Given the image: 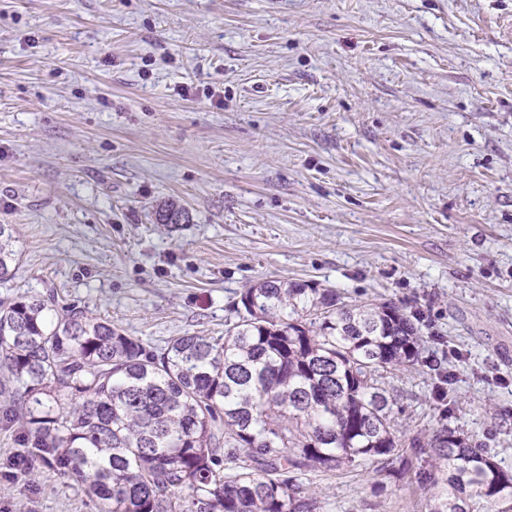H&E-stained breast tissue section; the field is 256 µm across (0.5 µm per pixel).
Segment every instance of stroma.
I'll use <instances>...</instances> for the list:
<instances>
[{
    "instance_id": "35a3bbf8",
    "label": "stroma",
    "mask_w": 512,
    "mask_h": 512,
    "mask_svg": "<svg viewBox=\"0 0 512 512\" xmlns=\"http://www.w3.org/2000/svg\"><path fill=\"white\" fill-rule=\"evenodd\" d=\"M188 209L160 224L157 206ZM0 298L50 291L158 349L245 288L313 281L420 311L400 440L444 422L512 469V0H0ZM0 420V512H97ZM318 512H428L378 468ZM12 225L0 224V281L6 282L13 277L19 255L14 245Z\"/></svg>"
}]
</instances>
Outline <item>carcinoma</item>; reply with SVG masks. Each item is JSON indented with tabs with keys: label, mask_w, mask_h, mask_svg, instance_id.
Returning <instances> with one entry per match:
<instances>
[{
	"label": "carcinoma",
	"mask_w": 512,
	"mask_h": 512,
	"mask_svg": "<svg viewBox=\"0 0 512 512\" xmlns=\"http://www.w3.org/2000/svg\"><path fill=\"white\" fill-rule=\"evenodd\" d=\"M159 224H184L174 202ZM0 224V281L18 264ZM224 336L186 334L151 350L51 293L0 299V394L29 430L30 456L83 487L97 512H316L308 471L378 462L426 484L429 512H492L512 470L442 425L429 469L399 443L388 374L419 364L421 314L361 305L320 284L259 281ZM437 398L450 409L451 371Z\"/></svg>",
	"instance_id": "obj_1"
}]
</instances>
